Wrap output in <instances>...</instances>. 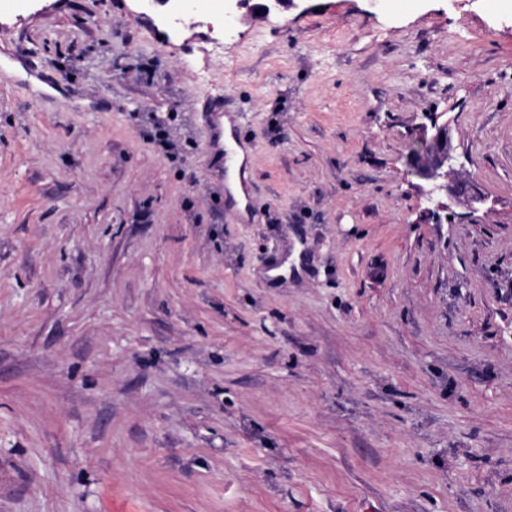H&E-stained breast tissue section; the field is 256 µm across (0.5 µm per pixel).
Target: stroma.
<instances>
[{
	"instance_id": "1",
	"label": "stroma",
	"mask_w": 512,
	"mask_h": 512,
	"mask_svg": "<svg viewBox=\"0 0 512 512\" xmlns=\"http://www.w3.org/2000/svg\"><path fill=\"white\" fill-rule=\"evenodd\" d=\"M265 2L0 0V512H512V0ZM212 100L214 102V107L210 112L207 113L210 127V134L207 141V151L215 155H220L221 159L224 161V156H226L228 160L232 159V152L226 146H224V142H226L230 148L235 150V164L229 170L228 185L230 188V197L237 203V208L245 217L247 216V213L245 211L244 191L237 176V168L243 162L245 158V152L231 137L234 120L230 115H224V118L221 119V123L224 126V142H221V132L215 124V118L218 115L222 116L224 114L223 95H217ZM245 173L246 166L242 164L239 167V177L246 188L247 180L245 178ZM417 174L433 183L432 192L446 191L448 193V161L450 160L449 146L445 145L441 130H436L430 141L422 143L415 152Z\"/></svg>"
}]
</instances>
